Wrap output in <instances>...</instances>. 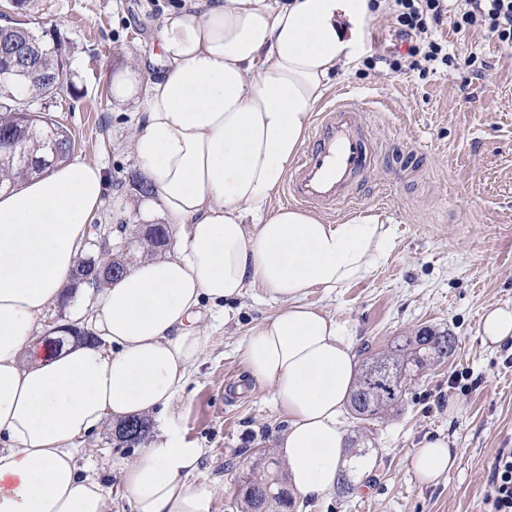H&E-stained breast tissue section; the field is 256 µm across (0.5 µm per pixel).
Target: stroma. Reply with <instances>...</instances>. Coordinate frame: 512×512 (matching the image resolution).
Wrapping results in <instances>:
<instances>
[{"instance_id": "stroma-1", "label": "stroma", "mask_w": 512, "mask_h": 512, "mask_svg": "<svg viewBox=\"0 0 512 512\" xmlns=\"http://www.w3.org/2000/svg\"><path fill=\"white\" fill-rule=\"evenodd\" d=\"M176 0H25L0 10L57 39L69 67L50 116L69 132L75 157L96 162L109 178L102 223L132 224L124 212L135 195L138 163L127 148L142 103H116L108 75L150 62L153 32ZM442 39L488 63L482 74L440 71L426 78L358 64L335 77L322 103L351 98L364 105L375 162L355 191L356 204L336 219L367 212L392 228V245L371 278L308 300L347 322L356 346L377 353L418 330L448 332L454 353L414 384L399 411L373 422L346 417L350 444L367 449L350 493L309 501L300 512H488L492 463L512 448V344H484L487 307H512V53L479 35ZM278 309L262 289L247 288L230 310L209 319V341L178 402L176 423L204 448L198 482L215 494L210 512L235 504L257 452L275 447L285 417L268 386L247 377L239 349L248 329ZM457 378L449 387V378ZM441 436L459 462L437 485L414 469L419 444ZM135 444L114 425L79 444L80 467L112 486V512H132L119 489L121 465Z\"/></svg>"}]
</instances>
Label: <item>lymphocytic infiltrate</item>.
Returning a JSON list of instances; mask_svg holds the SVG:
<instances>
[{
    "instance_id": "f902f5d3",
    "label": "lymphocytic infiltrate",
    "mask_w": 512,
    "mask_h": 512,
    "mask_svg": "<svg viewBox=\"0 0 512 512\" xmlns=\"http://www.w3.org/2000/svg\"><path fill=\"white\" fill-rule=\"evenodd\" d=\"M394 25L401 48L372 54L371 64L394 73L439 68L467 69L479 74L487 68L477 54L449 53L436 32L451 25L454 33L480 32L500 48L512 50V0H393ZM486 502L490 512H512V450H502L493 463Z\"/></svg>"
}]
</instances>
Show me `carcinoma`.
Instances as JSON below:
<instances>
[{
	"label": "carcinoma",
	"mask_w": 512,
	"mask_h": 512,
	"mask_svg": "<svg viewBox=\"0 0 512 512\" xmlns=\"http://www.w3.org/2000/svg\"><path fill=\"white\" fill-rule=\"evenodd\" d=\"M27 42L37 45L32 74L19 76L5 52ZM67 60L59 44L50 43L32 29L15 25L0 26V134L18 141L23 158L0 155V189L11 188L49 164L69 157L72 140L46 113L47 103L61 88ZM96 254L79 264L76 279L94 272L89 282L112 278V269L125 262L124 249L107 242H91ZM453 338L444 333L422 329L405 336L385 353L365 357L350 398L353 418L359 421L380 419L402 406L411 384L427 367L446 359L453 352ZM279 462L266 451L242 484L241 512H288L292 505L286 479L279 474Z\"/></svg>",
	"instance_id": "carcinoma-1"
}]
</instances>
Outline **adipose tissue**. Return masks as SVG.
<instances>
[{"label": "adipose tissue", "mask_w": 512, "mask_h": 512, "mask_svg": "<svg viewBox=\"0 0 512 512\" xmlns=\"http://www.w3.org/2000/svg\"><path fill=\"white\" fill-rule=\"evenodd\" d=\"M373 15L371 0H181L154 31L155 72L112 74L117 103L145 101L128 147L149 190L129 210L139 224H173L175 241L167 256L88 287L98 343L22 360L103 208V167L65 160L0 192V512H111V490L79 468L73 441L109 421L172 416L207 347L205 308L252 286L280 308L244 339L247 375L270 386L287 419L277 450L294 495L331 498L357 355L347 323L307 297L370 278L391 232L374 215L328 224L271 200ZM202 454L164 426L122 469L132 512H210L213 491L195 478ZM456 460L437 436L414 466L431 485Z\"/></svg>", "instance_id": "adipose-tissue-1"}]
</instances>
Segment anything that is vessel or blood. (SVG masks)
<instances>
[{
  "label": "vessel or blood",
  "mask_w": 512,
  "mask_h": 512,
  "mask_svg": "<svg viewBox=\"0 0 512 512\" xmlns=\"http://www.w3.org/2000/svg\"><path fill=\"white\" fill-rule=\"evenodd\" d=\"M362 112V107L342 101L320 113L288 175L287 202L330 214L339 204L354 202L353 183L373 163Z\"/></svg>",
  "instance_id": "1"
}]
</instances>
